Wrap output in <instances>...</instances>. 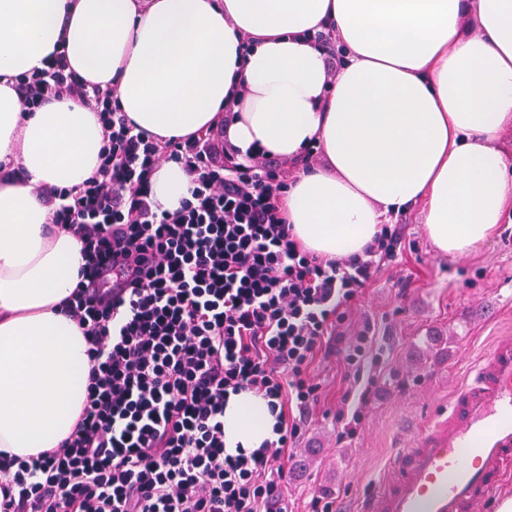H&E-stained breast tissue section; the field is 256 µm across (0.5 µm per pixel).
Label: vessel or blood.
I'll use <instances>...</instances> for the list:
<instances>
[{"instance_id":"obj_1","label":"vessel or blood","mask_w":512,"mask_h":512,"mask_svg":"<svg viewBox=\"0 0 512 512\" xmlns=\"http://www.w3.org/2000/svg\"><path fill=\"white\" fill-rule=\"evenodd\" d=\"M512 472V336L497 338L357 512H480Z\"/></svg>"}]
</instances>
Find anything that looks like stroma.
Masks as SVG:
<instances>
[{
	"label": "stroma",
	"mask_w": 512,
	"mask_h": 512,
	"mask_svg": "<svg viewBox=\"0 0 512 512\" xmlns=\"http://www.w3.org/2000/svg\"><path fill=\"white\" fill-rule=\"evenodd\" d=\"M388 221L402 227L398 255L346 306L344 323L351 333L375 326L377 393L360 405L363 384L343 357L326 349L316 357L321 395L286 463L290 512H309L316 499L354 512L393 450L409 447L421 422L444 408L473 360L512 335V206L487 244L458 257L433 249L418 208ZM343 407L363 414L355 437L339 436Z\"/></svg>",
	"instance_id": "35a3bbf8"
}]
</instances>
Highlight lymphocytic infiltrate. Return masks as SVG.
Returning a JSON list of instances; mask_svg holds the SVG:
<instances>
[{"label":"lymphocytic infiltrate","mask_w":512,"mask_h":512,"mask_svg":"<svg viewBox=\"0 0 512 512\" xmlns=\"http://www.w3.org/2000/svg\"><path fill=\"white\" fill-rule=\"evenodd\" d=\"M15 89L31 112L85 103L103 146L82 185L39 192L87 260L69 305L89 345L85 402L58 447L0 458V512H288L283 459L321 390L311 366L329 338L361 373L374 329L345 337L343 308L393 257L398 226L320 258L282 215L292 168L273 169L265 150L228 163L209 131L148 136L57 50ZM169 161L190 177L172 211L150 184ZM242 392L267 400L275 438L231 455L224 406Z\"/></svg>","instance_id":"lymphocytic-infiltrate-1"}]
</instances>
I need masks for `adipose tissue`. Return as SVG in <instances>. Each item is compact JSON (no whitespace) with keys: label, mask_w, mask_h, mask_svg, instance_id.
Here are the masks:
<instances>
[{"label":"adipose tissue","mask_w":512,"mask_h":512,"mask_svg":"<svg viewBox=\"0 0 512 512\" xmlns=\"http://www.w3.org/2000/svg\"><path fill=\"white\" fill-rule=\"evenodd\" d=\"M311 30L330 33L338 69ZM59 46L154 136L224 120L232 146L291 162L317 143L324 167L298 169L283 208L319 255L361 252L416 202L434 249L465 255L512 202L499 146L512 127V0H0V452L57 447L85 401L89 345L63 311L82 243L35 189L92 176L102 127L73 99L26 111L11 85ZM188 188L174 162L151 178L166 210ZM273 424L263 398L230 396L226 452L260 448Z\"/></svg>","instance_id":"1"}]
</instances>
